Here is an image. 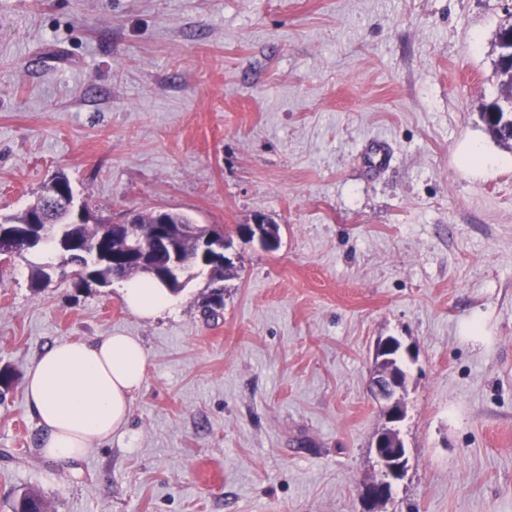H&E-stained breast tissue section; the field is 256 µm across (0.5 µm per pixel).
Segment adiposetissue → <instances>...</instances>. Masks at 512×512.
I'll use <instances>...</instances> for the list:
<instances>
[{"mask_svg": "<svg viewBox=\"0 0 512 512\" xmlns=\"http://www.w3.org/2000/svg\"><path fill=\"white\" fill-rule=\"evenodd\" d=\"M126 305L153 317L175 296L159 280L137 277L122 288ZM148 353L133 336L113 334L89 342H62L45 351L25 378L27 403L46 432L43 451L77 460L127 427L145 381Z\"/></svg>", "mask_w": 512, "mask_h": 512, "instance_id": "1", "label": "adipose tissue"}]
</instances>
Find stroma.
<instances>
[{"instance_id": "35a3bbf8", "label": "stroma", "mask_w": 512, "mask_h": 512, "mask_svg": "<svg viewBox=\"0 0 512 512\" xmlns=\"http://www.w3.org/2000/svg\"><path fill=\"white\" fill-rule=\"evenodd\" d=\"M510 26L512 0H0V214L62 174L87 223L170 208L233 261L222 305L198 270L148 319L0 259V512H367L386 337L409 462L381 512H512V144L481 116ZM259 214L277 250L238 236ZM112 333L149 354L127 428L48 458L28 368Z\"/></svg>"}]
</instances>
